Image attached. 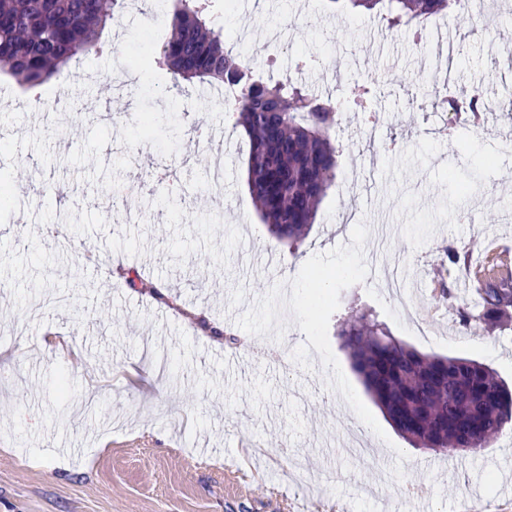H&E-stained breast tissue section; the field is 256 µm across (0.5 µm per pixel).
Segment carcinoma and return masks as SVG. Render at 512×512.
Masks as SVG:
<instances>
[{
    "mask_svg": "<svg viewBox=\"0 0 512 512\" xmlns=\"http://www.w3.org/2000/svg\"><path fill=\"white\" fill-rule=\"evenodd\" d=\"M350 10L374 11L388 28L419 27L461 0H334ZM125 0H0V74L30 89L95 50ZM155 63L173 86L194 81L232 85L236 125L249 141L248 189L260 219L278 242L303 241L335 183L340 103L319 99L282 76H257L209 18V4L175 0L170 34ZM496 260L476 275V308L460 323L493 324L512 308V275L495 273ZM336 335L366 390L393 428L414 448L447 454L478 451L512 423V391L487 366L458 357L424 355L392 338L371 314L353 311Z\"/></svg>",
    "mask_w": 512,
    "mask_h": 512,
    "instance_id": "carcinoma-1",
    "label": "carcinoma"
}]
</instances>
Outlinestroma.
<instances>
[{
  "instance_id": "obj_1",
  "label": "stroma",
  "mask_w": 512,
  "mask_h": 512,
  "mask_svg": "<svg viewBox=\"0 0 512 512\" xmlns=\"http://www.w3.org/2000/svg\"><path fill=\"white\" fill-rule=\"evenodd\" d=\"M493 16L442 17L457 95L480 91L491 116L462 114L452 138L428 64L431 34L379 28L326 0H238L221 24L253 61L323 95L376 82V134L338 116V172L308 236L279 244L249 195L248 140L199 87L162 96L167 74L106 92L116 57L137 64L163 20L137 0L111 53L33 90L0 77V163L24 191L0 211V512H512L502 482L512 429L477 453L411 447L367 395L336 334L373 310L425 354L490 366L512 383V316L464 329L469 303L445 253L478 262L512 251V148L496 130L512 107V0ZM155 119L153 132L136 122ZM224 145V186L192 141ZM168 166L169 179L142 175ZM125 204L112 209V190ZM95 254L98 268L86 266ZM144 285L130 287L121 269ZM427 281L414 315L385 280ZM238 342L228 345L224 338ZM56 344H49V337ZM361 424L367 462L345 449ZM375 484V498L358 496Z\"/></svg>"
}]
</instances>
